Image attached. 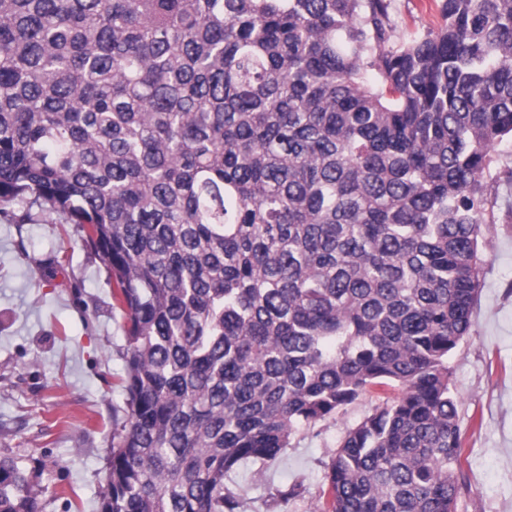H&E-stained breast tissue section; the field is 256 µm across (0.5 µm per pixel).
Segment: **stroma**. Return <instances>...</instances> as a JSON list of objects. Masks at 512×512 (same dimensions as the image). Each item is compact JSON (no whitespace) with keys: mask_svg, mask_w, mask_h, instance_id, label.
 I'll use <instances>...</instances> for the list:
<instances>
[{"mask_svg":"<svg viewBox=\"0 0 512 512\" xmlns=\"http://www.w3.org/2000/svg\"><path fill=\"white\" fill-rule=\"evenodd\" d=\"M399 40L440 22L439 0H392ZM486 225L474 323L450 366L469 491L458 512H512V184ZM81 225L0 202V456L20 461L42 512H99L112 430L128 416L125 332L111 272ZM377 403L367 395L225 479L236 512H318L331 458Z\"/></svg>","mask_w":512,"mask_h":512,"instance_id":"35a3bbf8","label":"stroma"}]
</instances>
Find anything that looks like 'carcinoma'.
I'll return each instance as SVG.
<instances>
[{"instance_id":"cac0c4a2","label":"carcinoma","mask_w":512,"mask_h":512,"mask_svg":"<svg viewBox=\"0 0 512 512\" xmlns=\"http://www.w3.org/2000/svg\"><path fill=\"white\" fill-rule=\"evenodd\" d=\"M0 0V200L101 253L127 422L100 512H235L224 478L374 392L321 512H458L450 360L512 181V0ZM0 512H41L0 456ZM439 0H392L398 41H404L440 22Z\"/></svg>"}]
</instances>
